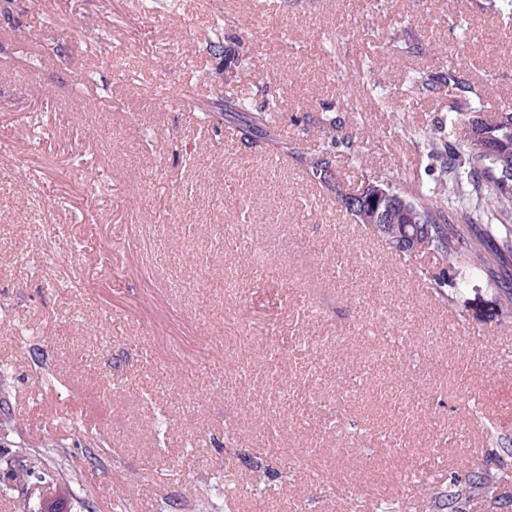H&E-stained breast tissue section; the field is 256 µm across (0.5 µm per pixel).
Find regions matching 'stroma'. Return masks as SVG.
Returning <instances> with one entry per match:
<instances>
[{
    "instance_id": "stroma-1",
    "label": "stroma",
    "mask_w": 512,
    "mask_h": 512,
    "mask_svg": "<svg viewBox=\"0 0 512 512\" xmlns=\"http://www.w3.org/2000/svg\"><path fill=\"white\" fill-rule=\"evenodd\" d=\"M485 2L0 0V512H424L512 448L485 277L435 293L298 158L337 116L364 132L345 181L442 191L395 128L512 105ZM453 65L477 97L407 94ZM243 92L275 97L272 140L217 112Z\"/></svg>"
}]
</instances>
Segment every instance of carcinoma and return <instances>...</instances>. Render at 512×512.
Returning a JSON list of instances; mask_svg holds the SVG:
<instances>
[{
    "label": "carcinoma",
    "mask_w": 512,
    "mask_h": 512,
    "mask_svg": "<svg viewBox=\"0 0 512 512\" xmlns=\"http://www.w3.org/2000/svg\"><path fill=\"white\" fill-rule=\"evenodd\" d=\"M446 91L448 96L475 93L474 88L455 72L416 73L410 79L409 92ZM274 107L271 99L254 105L243 99L229 101L225 110L242 113L244 134L267 129L266 112ZM458 128V137L448 143V192L429 194L419 188L395 189L397 205L384 210V202L364 195L369 180L350 191L345 188L335 167V159L355 152L357 136L337 135L341 122L328 119V128L316 148L301 156L311 177L330 190L336 202L358 224L367 226L393 251L400 230L410 224H426L431 234L421 233L415 244L418 251L434 253L441 267L428 273V283L437 292L448 287V266L466 264L484 273L495 286L498 316L512 322V111L506 109L491 118L479 112H461L449 118ZM442 129L426 127L411 136L436 150ZM362 195L364 206L352 209L348 201ZM386 211V219L377 225V215ZM498 473L483 467L468 475L448 478L446 490L426 491V512H444L462 502L493 492Z\"/></svg>",
    "instance_id": "carcinoma-1"
}]
</instances>
